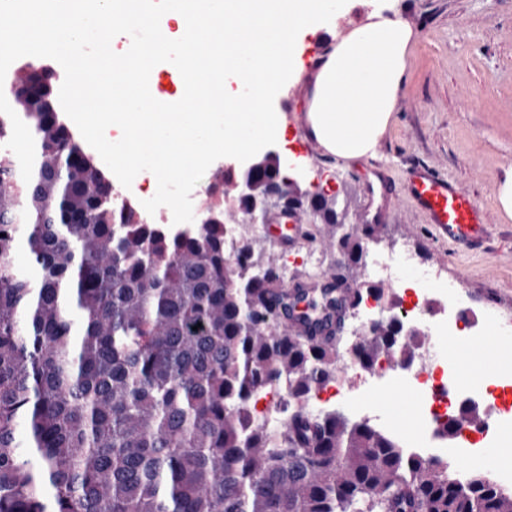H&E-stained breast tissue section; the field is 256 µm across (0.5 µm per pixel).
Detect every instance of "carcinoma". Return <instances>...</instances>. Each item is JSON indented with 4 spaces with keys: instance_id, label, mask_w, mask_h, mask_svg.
<instances>
[{
    "instance_id": "cac0c4a2",
    "label": "carcinoma",
    "mask_w": 512,
    "mask_h": 512,
    "mask_svg": "<svg viewBox=\"0 0 512 512\" xmlns=\"http://www.w3.org/2000/svg\"><path fill=\"white\" fill-rule=\"evenodd\" d=\"M107 183L54 89L3 86L0 512H512L488 474L310 408L338 355L412 363L419 337L399 319L349 346L343 313L361 294L302 290L325 318L284 332L296 301L281 269L251 247L227 263L222 204L174 235L132 213L113 223ZM381 230L318 227L357 272ZM272 385L288 396L277 425L254 412Z\"/></svg>"
}]
</instances>
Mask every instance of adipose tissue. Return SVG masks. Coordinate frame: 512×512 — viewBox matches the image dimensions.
Masks as SVG:
<instances>
[{
    "mask_svg": "<svg viewBox=\"0 0 512 512\" xmlns=\"http://www.w3.org/2000/svg\"><path fill=\"white\" fill-rule=\"evenodd\" d=\"M158 17L153 0H28L0 41L20 43L35 55L76 52L86 35L106 37L127 18L145 26L133 55L89 68L79 62L70 80L77 104L98 99L90 123L124 133L123 162L169 175L205 164L211 151L226 157L253 153L265 140L284 136L273 103L284 83L306 82L309 135L333 156L374 157L398 110L399 92L411 69L413 30L401 19L374 13L328 28L331 44L313 77L300 59L305 38L340 0H169ZM194 46L184 57L186 40ZM176 57L180 90L176 109L144 98L139 80L158 62Z\"/></svg>",
    "mask_w": 512,
    "mask_h": 512,
    "instance_id": "obj_1",
    "label": "adipose tissue"
}]
</instances>
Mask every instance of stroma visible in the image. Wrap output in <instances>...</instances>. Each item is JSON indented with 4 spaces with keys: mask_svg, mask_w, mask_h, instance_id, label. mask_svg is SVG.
Returning a JSON list of instances; mask_svg holds the SVG:
<instances>
[{
    "mask_svg": "<svg viewBox=\"0 0 512 512\" xmlns=\"http://www.w3.org/2000/svg\"><path fill=\"white\" fill-rule=\"evenodd\" d=\"M347 16L329 14L324 23L344 27L348 18L370 10L391 11L412 26V66L399 93L395 122L375 157L347 162L333 156L301 160L308 178L347 192L354 216L376 220L383 229L379 243H408L416 262L399 268L394 279L428 287L426 270L443 266L447 285L464 282L472 309L490 311L489 333L468 346L448 334L435 347L447 357L458 383L486 375L488 369L512 373V358H498L493 333L512 337V217L501 211L496 188L512 177V0H346ZM417 165L432 167L466 192L485 214L482 237L464 247L438 238L426 217L409 200L405 185ZM226 166L223 154L174 183L157 184L141 169L136 180L144 195L176 193L181 206L177 223L190 222L205 208L206 186L215 170ZM390 189L387 202L373 196L375 172ZM321 257L334 270L336 250L300 229L289 249L274 247L269 255L288 266V284L304 275L296 260L306 252Z\"/></svg>",
    "mask_w": 512,
    "mask_h": 512,
    "instance_id": "stroma-1",
    "label": "stroma"
}]
</instances>
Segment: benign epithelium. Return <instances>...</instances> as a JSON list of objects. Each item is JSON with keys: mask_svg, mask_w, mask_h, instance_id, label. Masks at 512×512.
<instances>
[{"mask_svg": "<svg viewBox=\"0 0 512 512\" xmlns=\"http://www.w3.org/2000/svg\"><path fill=\"white\" fill-rule=\"evenodd\" d=\"M278 162V155L269 154L242 169L237 180L240 196L253 199L251 206L253 223H268L271 214H278L293 223L302 217L308 224H349L351 205L347 195L331 192L312 180L301 187L298 173L288 179L277 176L267 179L264 171L271 163Z\"/></svg>", "mask_w": 512, "mask_h": 512, "instance_id": "obj_1", "label": "benign epithelium"}]
</instances>
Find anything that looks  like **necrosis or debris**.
Wrapping results in <instances>:
<instances>
[{
  "label": "necrosis or debris",
  "mask_w": 512,
  "mask_h": 512,
  "mask_svg": "<svg viewBox=\"0 0 512 512\" xmlns=\"http://www.w3.org/2000/svg\"><path fill=\"white\" fill-rule=\"evenodd\" d=\"M175 202L172 194L144 201L127 176H118L112 184V215L117 219L133 209L148 222L163 224ZM396 295L405 327L424 336L418 363L408 368L405 375L406 382L421 400L416 416L418 433L415 440L403 439L399 445L411 453L458 461L465 471L477 469L481 464V444L499 436L502 423L512 421V376L501 375L485 389L482 400L493 415L490 423L480 428L458 423L455 435L447 436L448 422L456 420L461 404L468 402L469 396L458 389L454 375L448 371L447 359L434 353L432 339L461 332L468 341L476 343L485 335L487 322L464 308L463 295L456 289L403 287ZM397 370V365L384 357L364 375L352 359H345L343 368L337 371L336 381L317 392L314 399L321 403L332 402L348 395L358 384L371 389L373 384L393 379Z\"/></svg>",
  "instance_id": "obj_1"
}]
</instances>
